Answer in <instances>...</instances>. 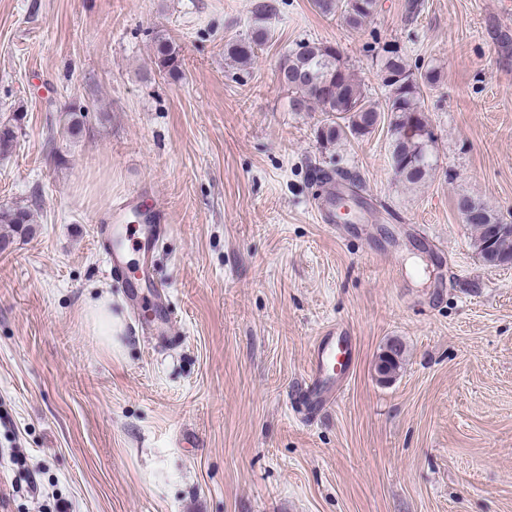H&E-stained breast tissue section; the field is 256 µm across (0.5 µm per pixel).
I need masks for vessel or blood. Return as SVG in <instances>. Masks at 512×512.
Returning <instances> with one entry per match:
<instances>
[{
  "label": "vessel or blood",
  "mask_w": 512,
  "mask_h": 512,
  "mask_svg": "<svg viewBox=\"0 0 512 512\" xmlns=\"http://www.w3.org/2000/svg\"><path fill=\"white\" fill-rule=\"evenodd\" d=\"M127 205L112 211V221L97 225L99 236L109 246V272L127 290L133 310L148 309L153 318L144 327L149 339L165 341L173 324L167 295L163 289L152 292L150 300L140 294L141 276L146 272L149 256L159 247L168 232L159 209L143 210L136 221H128ZM354 339L345 331L330 330L313 347L306 381L307 403L313 413L330 409L341 395V379L349 374L355 360Z\"/></svg>",
  "instance_id": "obj_1"
}]
</instances>
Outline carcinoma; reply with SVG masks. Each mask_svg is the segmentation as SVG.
<instances>
[{
	"instance_id": "cac0c4a2",
	"label": "carcinoma",
	"mask_w": 512,
	"mask_h": 512,
	"mask_svg": "<svg viewBox=\"0 0 512 512\" xmlns=\"http://www.w3.org/2000/svg\"><path fill=\"white\" fill-rule=\"evenodd\" d=\"M323 15L339 18L352 30L360 29L373 15L377 0H313ZM269 5L256 10V24L251 35L225 45L224 52L233 61L246 65L255 48L269 37L265 25ZM154 63L159 71L173 77L180 71L177 53L160 42ZM380 73L386 90L384 105L371 101L361 84L341 60L340 51L327 42L307 41L286 55L278 67L279 83L290 93L294 112L319 110L323 114L317 136L326 143L343 137H363L372 133L384 118L392 115L391 159L396 177L409 185L424 183L433 169L430 147L433 132L420 105L422 86L436 82L435 73L427 69L420 73L407 63L402 49L393 43L382 48ZM18 138V126L0 120V153L13 148ZM461 214L477 217L472 223L476 231L474 247L483 262L492 267L512 263V224H506L486 204L468 195L457 199ZM30 210L22 206H0V224H9L23 231L31 223ZM404 349L400 341L386 345L378 356L376 371L388 381L402 367Z\"/></svg>"
}]
</instances>
